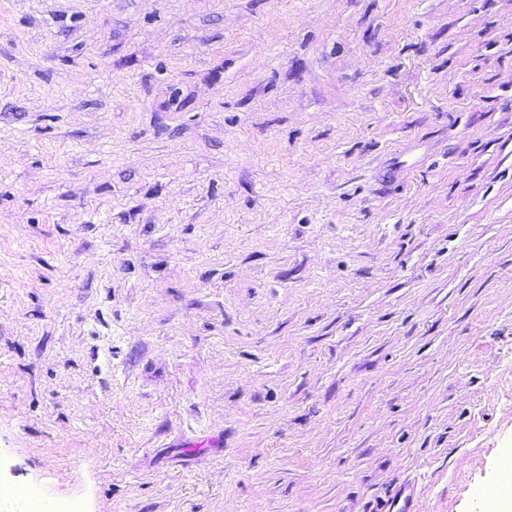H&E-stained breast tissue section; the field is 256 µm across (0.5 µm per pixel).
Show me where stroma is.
<instances>
[{"instance_id":"1","label":"stroma","mask_w":512,"mask_h":512,"mask_svg":"<svg viewBox=\"0 0 512 512\" xmlns=\"http://www.w3.org/2000/svg\"><path fill=\"white\" fill-rule=\"evenodd\" d=\"M507 448L512 0H0V483L477 512Z\"/></svg>"}]
</instances>
